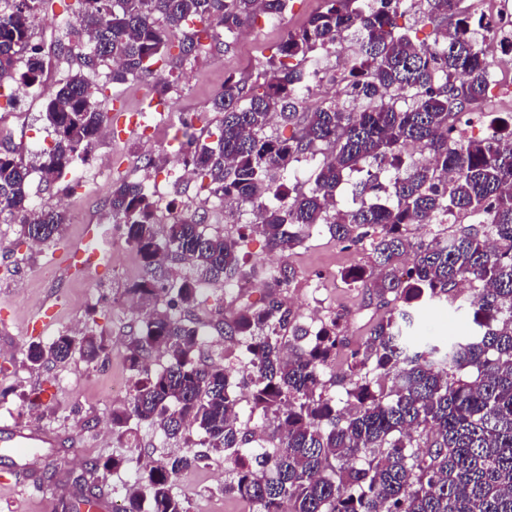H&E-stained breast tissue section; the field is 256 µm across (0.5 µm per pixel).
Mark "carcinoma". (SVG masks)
<instances>
[{"label":"carcinoma","instance_id":"obj_1","mask_svg":"<svg viewBox=\"0 0 512 512\" xmlns=\"http://www.w3.org/2000/svg\"><path fill=\"white\" fill-rule=\"evenodd\" d=\"M44 2L0 0V87L25 93L42 85L31 19ZM459 2L322 0L262 70L224 79L212 102L221 115L212 141L182 122L186 164L209 179L210 194L235 205L226 216L252 213L251 232L271 249L293 250L319 224L339 243L369 242L370 287L391 309L350 351L342 379H323L345 346L339 317L315 332L298 321L283 299L293 267L263 270L262 305L196 323L186 312L206 301L210 284L222 279L229 288L256 272L242 253L245 236L212 228L203 213L161 206L143 180L112 187V222L144 269L129 295L153 305L125 344L137 380L128 402L112 410V431L123 436L135 420L182 443L138 474L120 512H191L174 492L175 478L206 467L213 452L233 464L224 495L253 512H512V113L476 111L492 85L482 43L495 33L477 11L457 13ZM288 3L74 0L73 36L85 39L76 41L78 69L45 95L53 144L26 158L0 151V214L17 217L22 237L39 246L62 236L66 212L36 208L29 178L64 180L100 138L107 115L87 72L109 65L112 83L141 81L172 47L183 58L206 41L228 51L246 24L279 17ZM410 12L434 28L433 43L418 46L399 26ZM345 42L350 59L336 99L305 109L323 59ZM481 119L495 134L462 135ZM286 127L292 132L284 138L278 129ZM409 145L429 159H406ZM303 161L312 163L304 181L294 169ZM384 171V202L337 206L345 178L364 172L370 189L380 190ZM162 209L169 221L160 230ZM457 213L474 224L428 241L409 236L413 224L443 225ZM464 284L480 285L470 300L474 334L448 341L444 353L418 343L413 311L455 302ZM212 331L224 337L225 352H240L250 365L249 416L263 425L242 427L228 370L201 360ZM154 351L166 360L150 371L145 361ZM110 353L91 328L33 341L25 360L31 368L75 356L95 364ZM340 382L344 402L330 393ZM75 490L55 500L54 512L98 498L80 479Z\"/></svg>","mask_w":512,"mask_h":512}]
</instances>
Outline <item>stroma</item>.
<instances>
[{
	"label": "stroma",
	"instance_id": "35a3bbf8",
	"mask_svg": "<svg viewBox=\"0 0 512 512\" xmlns=\"http://www.w3.org/2000/svg\"><path fill=\"white\" fill-rule=\"evenodd\" d=\"M321 5V0H292L282 17H262L245 26L229 51L205 49L186 60L169 59L155 66L151 78L97 95L96 102L104 111L122 108L135 114L136 126L100 140L88 160L75 163L66 185L49 187L38 175H31L29 194L35 205L66 209L68 222L59 244L32 247L22 238L17 220L0 215V420L15 418L32 428L77 440L76 445L66 443L53 449L57 474L48 487L38 485L23 471L22 460L0 450V478L20 482L17 490L0 494V512H44V498L69 489L71 478L87 472L100 488L102 501L117 512L141 463L161 455L160 435L151 426L138 425L131 436L121 438L113 434L110 423L113 408L120 404L112 396L113 387L129 390L134 383L124 350L128 336L138 329L141 314L128 310L125 298L128 288L143 274L138 256L120 232L112 239V266L106 273H68L59 267L56 256L61 247L79 239L85 225L108 223L107 202L116 182L144 178L159 185L164 200H176L190 210H206L209 223L225 234L247 235L251 262L274 261L275 255L263 239L249 232L251 214L225 221L223 203L210 196L205 182L197 176L183 179L179 127L184 119L198 130L216 126L219 116L212 112L211 101L223 89L225 77L252 70L258 61L275 55L285 30L303 26ZM65 16L63 0H55L52 7L38 10L32 29L44 72L51 77L62 76L77 64L76 58H63L58 49L56 22ZM158 78L174 85L164 111L139 113L141 96ZM44 103L39 90L14 97L9 88L0 89V129L6 132L0 143L23 154L51 144L52 136L41 118ZM158 154L165 158L163 167L143 170L144 157ZM283 262L298 272L286 292L294 314L304 321L310 307L322 305L330 315L347 317L346 341L349 348L358 347L372 318L383 310L371 299L368 288L359 284L338 287L328 273L370 268L369 246L343 247L322 226L302 246L288 252ZM265 290L259 275L246 292L228 293L223 282H215L208 288L207 302L196 308L193 316L205 321L218 310L229 315L244 305L261 304ZM44 305L55 306L54 319L38 330H29L30 319ZM92 323L104 330L112 346L105 362L90 365L74 358L49 368L26 366L24 349L30 341L46 342ZM473 329L472 311L463 296L452 304L425 305L418 315L419 336L437 343L451 336H468ZM115 455L127 457L123 468L89 472L91 461ZM229 468L223 454H213L207 467L181 472L174 489L190 502L193 512H248L244 503L222 491Z\"/></svg>",
	"mask_w": 512,
	"mask_h": 512
}]
</instances>
